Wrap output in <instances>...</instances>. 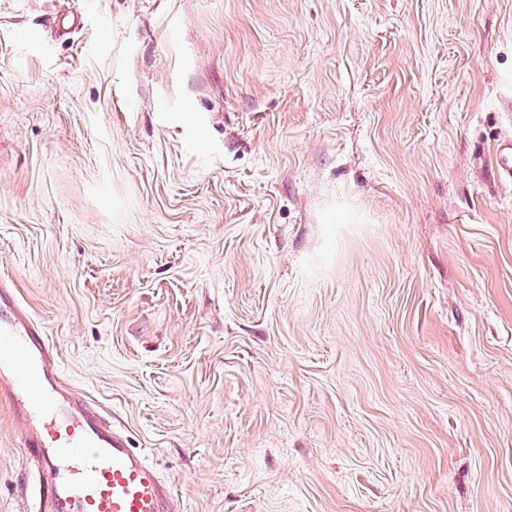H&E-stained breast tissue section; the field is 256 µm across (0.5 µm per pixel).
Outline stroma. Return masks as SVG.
I'll use <instances>...</instances> for the list:
<instances>
[{
    "label": "stroma",
    "mask_w": 512,
    "mask_h": 512,
    "mask_svg": "<svg viewBox=\"0 0 512 512\" xmlns=\"http://www.w3.org/2000/svg\"><path fill=\"white\" fill-rule=\"evenodd\" d=\"M504 140L512 0H0V275L180 512H512Z\"/></svg>",
    "instance_id": "stroma-1"
}]
</instances>
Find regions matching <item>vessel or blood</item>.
<instances>
[{"instance_id":"1","label":"vessel or blood","mask_w":512,"mask_h":512,"mask_svg":"<svg viewBox=\"0 0 512 512\" xmlns=\"http://www.w3.org/2000/svg\"><path fill=\"white\" fill-rule=\"evenodd\" d=\"M41 323L0 278V400L19 409L21 445L39 479L37 512H175L156 462L67 383Z\"/></svg>"}]
</instances>
